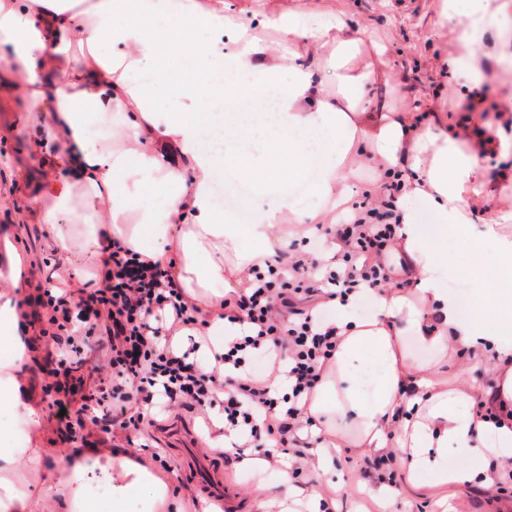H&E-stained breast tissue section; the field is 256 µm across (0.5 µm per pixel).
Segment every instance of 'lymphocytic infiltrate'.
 <instances>
[{
    "mask_svg": "<svg viewBox=\"0 0 512 512\" xmlns=\"http://www.w3.org/2000/svg\"><path fill=\"white\" fill-rule=\"evenodd\" d=\"M358 208L360 218L334 227L340 259L319 264L292 256L282 267L254 268L252 288L225 295V317L243 329L225 342L217 366L208 371L189 359L199 343L187 352L175 344L177 334L197 330L198 307L176 282L172 263L142 261L137 251L117 245L96 288L46 289L42 306L57 372L68 375L86 366L90 338L104 351L89 392L67 401L77 425L90 422L106 434L116 426L142 431L144 415L131 412V405L166 411L175 402L207 424L217 408L225 433L240 439L237 457L258 453L280 461L338 341L314 297H343L361 285L380 288L395 280L396 270L386 261L395 245L392 210L365 202ZM258 356L265 359L263 373L249 372Z\"/></svg>",
    "mask_w": 512,
    "mask_h": 512,
    "instance_id": "lymphocytic-infiltrate-1",
    "label": "lymphocytic infiltrate"
}]
</instances>
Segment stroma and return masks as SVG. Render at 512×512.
Here are the masks:
<instances>
[{"instance_id":"35a3bbf8","label":"stroma","mask_w":512,"mask_h":512,"mask_svg":"<svg viewBox=\"0 0 512 512\" xmlns=\"http://www.w3.org/2000/svg\"><path fill=\"white\" fill-rule=\"evenodd\" d=\"M436 0H311L314 8L345 10L363 26L368 39L388 45L385 76L371 85V95L385 99L394 108L407 110L421 104L442 112L449 127L469 126L482 130L484 121L501 123L512 138V121L500 107L512 99V59L502 60V41L512 42V13L501 20L497 32L486 35L478 48L486 74L485 105L482 112H463L459 99L466 89L462 75L452 73L448 61L455 52L453 36L435 24ZM35 102L22 76L9 72L0 61V312L24 308L26 330L9 321L25 345V363L15 374L22 403L34 406L41 420L38 426L22 425V411L12 405L0 406V413L22 426L21 445L38 451L37 460L22 456L15 461V475L25 482L28 512H52L54 503L43 482L44 474L65 465L76 448L65 431L49 426L51 401L66 402L68 385L54 372L48 357L54 346L43 336L47 315L38 302L50 286V276L58 259L48 251L46 227L39 212L50 202L45 185L61 180L64 170L51 166L32 136ZM51 394H44L45 386ZM199 419L191 413L182 418L159 416L156 427L147 431L117 430L115 443L129 458H141L153 474L168 485L170 501L179 512H207L208 504L199 488L187 489L188 473L182 449L186 438L197 437ZM159 452L172 467L162 473L153 462ZM210 464L227 472L249 512H310L318 499H325L328 512H512V496L496 497L494 491L478 487H435L409 492L405 471H398V494L391 505L376 497L375 471L366 465L365 454L353 448L336 451L326 467L304 469L295 474L297 493L289 499L262 498L258 487L272 484L276 467L251 468L234 454L208 452Z\"/></svg>"}]
</instances>
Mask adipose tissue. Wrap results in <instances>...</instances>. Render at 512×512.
Wrapping results in <instances>:
<instances>
[{
  "mask_svg": "<svg viewBox=\"0 0 512 512\" xmlns=\"http://www.w3.org/2000/svg\"><path fill=\"white\" fill-rule=\"evenodd\" d=\"M512 0H469L459 13L455 0H437V23L456 35L450 60L456 73L481 87L485 75L476 46L496 28ZM177 26H167V18ZM278 29L268 43L260 28ZM232 32L236 48L224 49ZM208 33L204 47L193 37ZM110 55H102L103 44ZM81 49L87 62L75 71L69 61ZM328 56H321V49ZM388 48L366 42L364 31L341 10L318 13L299 4L265 14L259 29L240 22L223 0H140L134 10L119 0H0V60L22 75L41 104L34 136L66 176L52 183L51 206L40 218L50 233L49 249L67 256L71 239L58 222L63 214L105 211L106 220L81 244L78 279L101 269L112 242L149 259L174 264L181 288L198 306L206 336L231 338L238 323L224 318V295L251 287L252 267L288 248L291 237L345 212L349 181L367 164L383 181L369 192L386 196L383 182L401 173L394 259L406 269V287L359 288L346 299H325L335 308L331 324L340 338L305 411L324 427L322 448L347 445L364 453L394 451L407 483L483 488L512 477V305L501 297L512 284V207L491 209L477 239L469 244L467 273L478 298L475 309L440 286L448 259L426 237L419 213L437 218L440 239L472 223L473 208L485 196L480 154L507 156L512 143L502 127L487 125L476 147L463 148L454 132H432L423 114L379 104L367 88L384 73ZM194 59L193 77L174 82L171 58ZM288 69L287 85L278 73ZM142 72L154 86L188 98L186 106L158 122L131 75ZM223 81H215L216 72ZM272 93L271 118L242 129L225 121L223 132L205 122L198 97L232 108L254 95ZM321 133L317 144L296 139V131ZM122 147L102 150L97 139ZM321 156L311 191L326 209H300L285 192L270 194L252 222L233 212L217 215L212 186L218 171L266 187L301 177L310 151ZM156 186L161 204L138 190ZM492 243L497 262L486 265L483 243ZM428 348L431 360L411 364L400 344L404 335ZM485 355L495 378L496 420L474 410V390L448 381L449 366ZM456 464H447L448 453ZM111 490L121 512L133 490H141L154 512L167 505V486L145 466L111 453L78 451L52 479L62 512H87L84 490L89 467Z\"/></svg>",
  "mask_w": 512,
  "mask_h": 512,
  "instance_id": "obj_1",
  "label": "adipose tissue"
}]
</instances>
